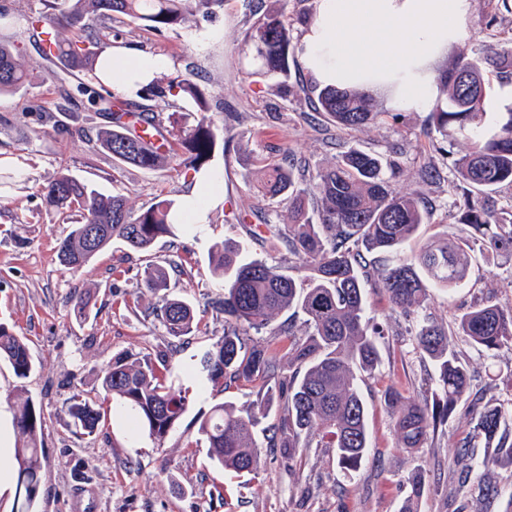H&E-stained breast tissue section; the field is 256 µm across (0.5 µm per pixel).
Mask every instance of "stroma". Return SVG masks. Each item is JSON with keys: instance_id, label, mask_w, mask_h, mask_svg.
I'll return each instance as SVG.
<instances>
[{"instance_id": "stroma-1", "label": "stroma", "mask_w": 512, "mask_h": 512, "mask_svg": "<svg viewBox=\"0 0 512 512\" xmlns=\"http://www.w3.org/2000/svg\"><path fill=\"white\" fill-rule=\"evenodd\" d=\"M0 6L8 13L0 32L10 36L29 74L25 90L0 96V323L25 338L35 361L34 371L22 381L0 361V430L12 429L10 396L20 393L43 407L45 484L38 512H76L74 496L84 488L93 493L95 512H400L406 478L414 469L421 471L426 489L419 512H503L512 498V465L483 466L496 450L476 434L471 402L459 404L417 452L398 448L386 391L432 398L439 388L438 371L416 351L408 322L373 289L367 292L366 316L385 334L377 367L357 375L367 409L369 454L356 471L341 469L331 448H307L299 457L284 448H266L258 468L239 476L212 462L198 433L199 418L221 402L246 410L257 398L255 382L204 391L183 378L187 410L160 447L148 436L132 434L112 414L108 400L102 404L106 419L94 434L74 433L65 413L68 399L76 391L95 389L99 371L116 353L168 352L183 367L223 338L224 316L214 303L223 296L224 283L209 266L212 245L246 241L247 225L264 217L275 227L288 221L286 205L273 204L252 189L255 153L288 147L313 172L351 148L381 156L394 184L416 194L430 211L419 236L403 249L409 255L454 225L448 184L456 173L450 162L465 144L431 143L427 113L391 117L387 95L379 100L380 117L359 129L337 127L313 112L304 98L284 96L275 80L258 75L244 46L251 15L265 10L267 0H224L212 15L191 13L162 35L125 23L121 37L107 38V45L166 58L169 65L156 75L158 84L182 76L204 90L214 121L224 130L211 161L223 175L224 198L195 232L160 239L146 254L113 242L75 276L56 255L59 239L71 227L61 215L46 211L40 199L42 187L60 170H70L102 193L123 195L135 213L160 199L180 198L193 181L172 169L147 172L113 162L94 142L97 129L107 124L104 117L87 121L81 133L58 131L50 112L61 101L60 85L44 69L22 19L24 12L42 10V0H0ZM468 24L471 37L450 44L437 68L512 39V9L501 0H472ZM137 102L168 130L191 120L196 109L192 100L180 97L142 94ZM174 258L182 264L170 272L173 291L193 304L199 321L195 335L180 345L153 314V298L137 288L146 262L164 266ZM80 292L93 297L82 322L73 315V298ZM489 293L512 307V261L492 262L475 251L467 284L448 295L435 294L419 314L448 325ZM453 342L473 389L485 399L507 403L512 398V347L486 353L464 337ZM463 445L469 453L457 457Z\"/></svg>"}]
</instances>
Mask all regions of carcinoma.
I'll list each match as a JSON object with an SVG mask.
<instances>
[{"mask_svg": "<svg viewBox=\"0 0 512 512\" xmlns=\"http://www.w3.org/2000/svg\"><path fill=\"white\" fill-rule=\"evenodd\" d=\"M44 2L47 10L24 15L27 34L43 42L48 23L57 31L69 32L71 38L58 40L57 53L42 50L40 56L45 66L59 63L62 74L72 78L92 69L103 29L117 38V24L129 18L161 33L180 25L193 11L207 16L224 6V0ZM244 43L258 62V74L288 88L292 37L284 11L271 8L259 14L246 29ZM492 73L512 76L511 49L489 47L458 58L451 71L440 74L445 99L429 115L427 134L443 142L461 139L466 143L465 153L452 160L460 183L451 185L456 223L468 230L465 241L448 232L420 254L401 256L404 245L427 223L428 212L417 196L397 188L385 176L382 158L376 155L350 149L310 177L302 166H286L276 154L255 156L257 190L288 203L289 223L279 229V239L297 260L303 279L297 282L279 265L252 256L245 246L224 242L212 248L213 271L224 278V297L216 303L224 313V338L183 373L197 375L203 385L222 391L239 381H258L267 388L249 410L237 412L221 403L199 422L209 458L224 470L253 471L263 448L295 452L311 446L333 448L341 468L358 469L367 455L368 433L356 374L378 365L379 339L384 335L382 327L365 317V289L380 290L394 312L409 317L430 300L433 291L449 293L465 285L474 247L512 259V209H499L488 197L502 185L512 186V111H487L486 85ZM27 82L28 73L14 46L0 40V95L13 94ZM75 92L87 98L89 111L111 120V125L97 131V146L118 162L150 171L172 167L186 176L209 166L220 131L204 91L190 79H174L158 89L162 96L187 97L198 106L193 123L172 140L154 116L133 102L105 96L82 80ZM296 93L339 127L360 128L380 116L373 97L365 92L301 86ZM151 137L164 145L153 146L148 142ZM41 200L46 211L62 214L73 223L56 250L60 265L73 274L114 240L132 251L147 252L158 239L174 238L180 228H190L171 223L172 199L160 200L135 215L122 195H104L69 172L49 181L41 189ZM373 251L394 253L398 259L375 275L367 258ZM139 287L157 299L156 315L168 335L181 338L198 329L193 305L169 293V273L164 267L147 265ZM288 311L301 318V331L293 330L291 324L284 330L271 327L276 315ZM266 328L270 335L288 341V366L282 365L270 345L249 338V331ZM452 336H464L485 352L511 345L512 308L502 307L488 294L475 300L450 327L419 320L414 342L436 366L440 393L428 401L394 388L386 392L397 446L407 453L423 447L430 434L448 422L457 403L471 396V377L451 346ZM0 359L10 364L20 380L34 369L25 339L3 324ZM178 378L165 355L126 350L112 356L98 382L131 431L142 432L161 446L187 410L186 395L175 384ZM276 392L283 398L280 421L259 442L255 427L267 416ZM66 413L72 425L87 435L102 421L97 400L84 391L69 398ZM503 422L502 408L485 407L475 415V430L487 444L506 449L512 464V441L501 431ZM44 423L43 408L30 398L13 403L17 512H36L44 481ZM408 485L400 512H417L424 493L421 472L412 470Z\"/></svg>", "mask_w": 512, "mask_h": 512, "instance_id": "1", "label": "carcinoma"}]
</instances>
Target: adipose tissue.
Listing matches in <instances>:
<instances>
[{"label": "adipose tissue", "instance_id": "obj_1", "mask_svg": "<svg viewBox=\"0 0 512 512\" xmlns=\"http://www.w3.org/2000/svg\"><path fill=\"white\" fill-rule=\"evenodd\" d=\"M469 13L470 0H316L301 62L319 85L359 91L388 86L394 109L426 112L438 90L435 62L449 44L469 37ZM166 66L160 56L108 47L95 74L107 89L131 98ZM222 197L221 173L200 176L179 199L173 223H206Z\"/></svg>", "mask_w": 512, "mask_h": 512}]
</instances>
